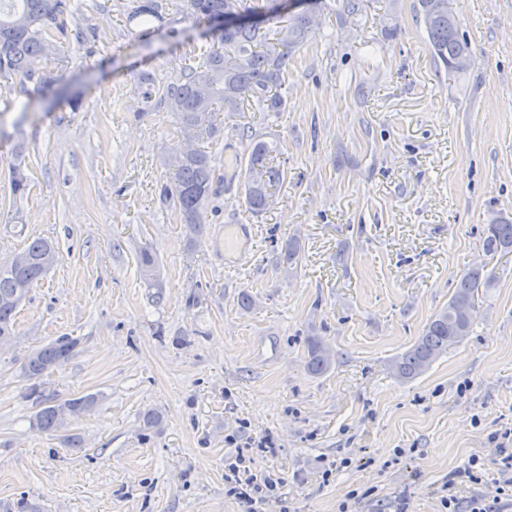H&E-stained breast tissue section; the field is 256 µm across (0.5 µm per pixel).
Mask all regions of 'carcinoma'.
<instances>
[{"label":"carcinoma","instance_id":"carcinoma-1","mask_svg":"<svg viewBox=\"0 0 512 512\" xmlns=\"http://www.w3.org/2000/svg\"><path fill=\"white\" fill-rule=\"evenodd\" d=\"M308 12L288 15L281 11L279 0H184L183 11L197 19L213 21L229 11H243L265 16L262 27L243 26L218 35L220 46L208 52L197 67L189 68L184 81L155 87L144 75L143 98L157 94L175 114L176 124L186 148L175 155L171 183L162 190L163 200L179 210L183 223L193 234L203 233V215L210 201L215 181L211 155L192 147L196 140H213L217 135L213 112L224 105L226 112H262L269 117L282 110L284 100L278 89L285 83L288 56L303 45L310 30L320 22L322 0H311ZM79 7L73 0H0V76L34 81L41 87L52 86L56 78L47 69V61L63 51L71 35L68 22ZM163 0H138L132 16L163 19ZM418 14L429 40L433 57L450 67L459 57L469 54L468 43L455 16L448 11V0H418ZM248 140L243 194L247 208L254 214L266 212L272 205V189L284 178L274 164L277 146L244 127ZM17 153L12 165L11 190L22 196L28 184ZM23 252L27 265L19 272L9 265L0 267V344L14 336L17 307L6 303L16 293L29 290L44 276L45 262H55L54 245L40 237L32 239ZM485 255L493 258L512 254V218L497 216L487 225ZM486 264L465 272L448 300L428 323L423 335L394 361L396 375L411 379L425 373L446 351L470 335L479 289L491 284L492 273ZM76 342L59 337L34 350L22 372L37 380L65 363ZM307 367L313 374L327 372L334 364L332 349L319 336L308 341ZM93 396L67 399L60 404L39 409L32 424L45 431H56L65 417H76L91 410Z\"/></svg>","mask_w":512,"mask_h":512}]
</instances>
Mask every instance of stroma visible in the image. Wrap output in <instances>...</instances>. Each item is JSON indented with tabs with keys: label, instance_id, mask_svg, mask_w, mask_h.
<instances>
[{
	"label": "stroma",
	"instance_id": "35a3bbf8",
	"mask_svg": "<svg viewBox=\"0 0 512 512\" xmlns=\"http://www.w3.org/2000/svg\"><path fill=\"white\" fill-rule=\"evenodd\" d=\"M326 2L288 59L282 112L218 113L198 239L160 200L184 145L175 118L139 87L145 73L181 81L213 45L180 0L147 26L127 19L135 0H81L86 37L49 61L54 88L0 77V265L34 236L58 248L0 345V512L22 497L40 512H244L224 480L239 456L276 481L269 512H444L451 475L459 512L476 499L512 512L490 440L512 429V255L483 252L492 214L512 216V0H448L471 50L462 73L434 61L417 0L354 15ZM246 124L278 141L286 174L261 215L224 166L243 157ZM228 224L242 258L224 255ZM484 261L495 279L470 335L396 377L393 360ZM60 336L74 356L27 380L26 357ZM313 336L335 353L320 376L306 368ZM87 394L95 406L62 429L33 427L39 402ZM264 437L273 452L254 448ZM474 457L476 484L461 476Z\"/></svg>",
	"mask_w": 512,
	"mask_h": 512
}]
</instances>
